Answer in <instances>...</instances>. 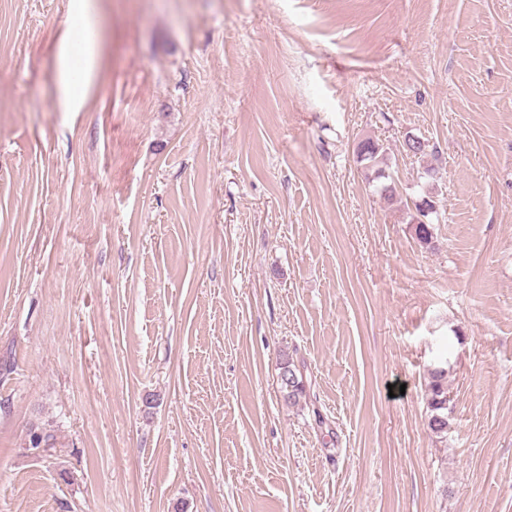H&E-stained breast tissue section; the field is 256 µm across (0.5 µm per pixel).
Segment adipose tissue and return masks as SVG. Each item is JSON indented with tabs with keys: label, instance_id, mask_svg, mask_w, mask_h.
<instances>
[{
	"label": "adipose tissue",
	"instance_id": "obj_1",
	"mask_svg": "<svg viewBox=\"0 0 512 512\" xmlns=\"http://www.w3.org/2000/svg\"><path fill=\"white\" fill-rule=\"evenodd\" d=\"M96 0H67L66 25L54 55L56 100L61 111H78L94 83L102 58Z\"/></svg>",
	"mask_w": 512,
	"mask_h": 512
}]
</instances>
